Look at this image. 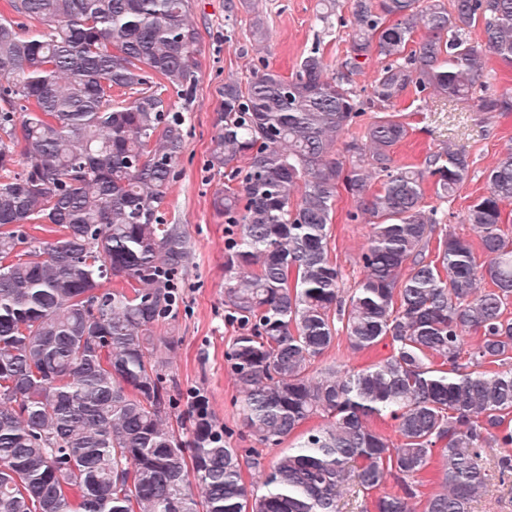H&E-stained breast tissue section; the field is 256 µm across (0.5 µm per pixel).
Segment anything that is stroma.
<instances>
[{"label":"stroma","mask_w":512,"mask_h":512,"mask_svg":"<svg viewBox=\"0 0 512 512\" xmlns=\"http://www.w3.org/2000/svg\"><path fill=\"white\" fill-rule=\"evenodd\" d=\"M246 11L239 0H194L192 19L200 33L197 45L199 79L191 101L168 92L170 103L185 111V143L176 167L177 177L166 198L169 223L186 225L191 256L182 275L183 302L174 325H160L158 334L173 335L177 346L171 369L180 388L201 390L209 411L231 426V439L241 454H249L255 442L247 437L233 399L234 377L224 359L233 327L224 320V225L212 207L214 192L224 185L223 175L207 166L215 134L214 119L227 77L249 80L261 66L288 77L301 58L319 49L330 68L344 59L349 30L343 19L350 16V0H337L329 27L316 23L320 0H254ZM261 15L270 32L265 44L253 38L254 15ZM410 125V133L394 152L396 164H417L428 152L450 147L462 150L470 161V177L452 197H437L426 189L424 205L435 211L438 230L477 240L473 225L461 217L478 196L486 193V174L502 149L512 145V115L493 116L478 111L475 101L443 104L434 94L408 90L395 104ZM357 200L341 193L330 226L332 256L340 266L345 287L362 277L358 262L370 227L350 220Z\"/></svg>","instance_id":"stroma-1"}]
</instances>
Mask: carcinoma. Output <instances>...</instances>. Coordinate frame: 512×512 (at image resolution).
<instances>
[{"instance_id":"obj_1","label":"carcinoma","mask_w":512,"mask_h":512,"mask_svg":"<svg viewBox=\"0 0 512 512\" xmlns=\"http://www.w3.org/2000/svg\"><path fill=\"white\" fill-rule=\"evenodd\" d=\"M10 6L36 25L0 15V512H343L344 485L374 512L418 497L422 512H472L492 472H512V456L484 457L512 447V146L462 217L479 246L438 236L424 183L452 197L470 162L446 149L395 165L408 124L389 109L411 86L467 100L488 57L512 65V0H352L336 74L315 49L291 77L224 80L208 168L227 178L213 198L239 328L226 361L249 435L297 439L267 466L242 459L201 392H180L174 337L156 334L177 317L190 256L186 225L164 212L186 115L163 92L193 97L192 0ZM374 54L386 64L363 98L351 85ZM477 107L511 113L512 92ZM369 110L364 141L338 147ZM342 190L357 197L350 219L372 226L346 298L329 235ZM341 332L355 352L385 339L391 352L315 366ZM382 417L397 442L369 426ZM432 471L441 490L422 498L413 479ZM390 478L403 495L369 499Z\"/></svg>"}]
</instances>
